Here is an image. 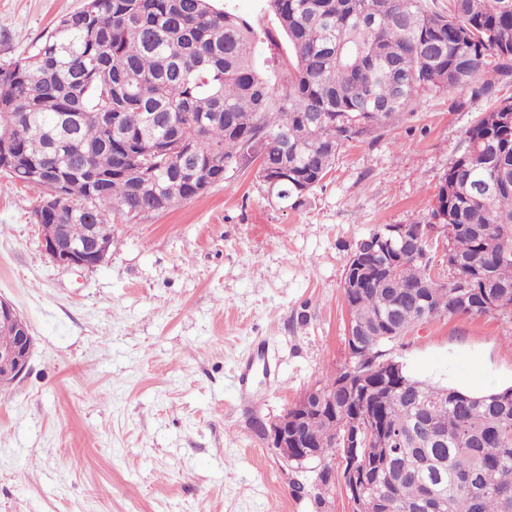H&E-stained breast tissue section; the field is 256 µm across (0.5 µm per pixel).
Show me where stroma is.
<instances>
[{
	"mask_svg": "<svg viewBox=\"0 0 512 512\" xmlns=\"http://www.w3.org/2000/svg\"><path fill=\"white\" fill-rule=\"evenodd\" d=\"M85 3L0 0V65ZM477 82L489 92L426 93L348 142L296 207L270 203L249 167L134 225L109 212L89 270L43 251L38 191L0 173V298L34 338L0 391V512H351L319 478L340 457L285 466L255 422L343 369L348 260L377 227L428 220L466 132L512 98L498 63ZM385 349L420 380L509 388L512 308L431 319Z\"/></svg>",
	"mask_w": 512,
	"mask_h": 512,
	"instance_id": "stroma-1",
	"label": "stroma"
}]
</instances>
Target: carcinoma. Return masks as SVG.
Returning a JSON list of instances; mask_svg holds the SVG:
<instances>
[{
	"label": "carcinoma",
	"mask_w": 512,
	"mask_h": 512,
	"mask_svg": "<svg viewBox=\"0 0 512 512\" xmlns=\"http://www.w3.org/2000/svg\"><path fill=\"white\" fill-rule=\"evenodd\" d=\"M234 0H87L27 56L0 66V155L11 178L48 186L64 176L61 211L70 239L89 225L112 231L107 209L137 216L192 199L203 184L257 166L272 203H302L342 147L418 104L421 93L473 85L488 59L512 61V0H259L270 25ZM286 47L260 58L263 46ZM502 180L483 202L472 186ZM431 217L452 225L451 254L470 281L433 274L426 246L390 269L373 260L361 288L344 289L359 344L348 349L372 387L362 404L342 396L303 436L322 457L366 414L395 429L418 405L443 442L363 449L372 468V512H403L430 486L447 512H512V399L430 385L403 368L372 374L385 343L431 318L487 315L484 298L512 303V98L466 132Z\"/></svg>",
	"instance_id": "cac0c4a2"
}]
</instances>
